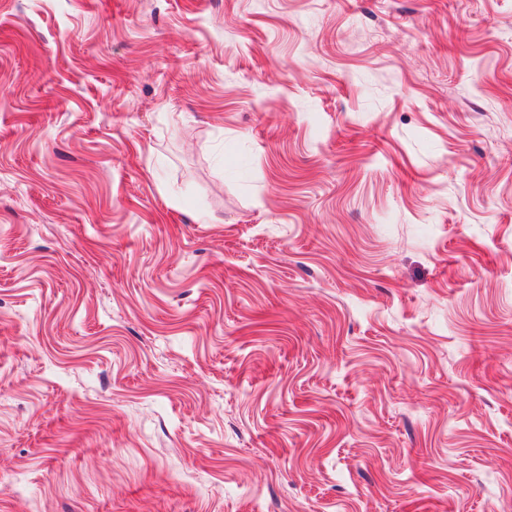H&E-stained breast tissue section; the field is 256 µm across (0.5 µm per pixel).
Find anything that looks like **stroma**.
I'll return each instance as SVG.
<instances>
[{
	"label": "stroma",
	"instance_id": "stroma-1",
	"mask_svg": "<svg viewBox=\"0 0 512 512\" xmlns=\"http://www.w3.org/2000/svg\"><path fill=\"white\" fill-rule=\"evenodd\" d=\"M0 512H512V0H0Z\"/></svg>",
	"mask_w": 512,
	"mask_h": 512
}]
</instances>
